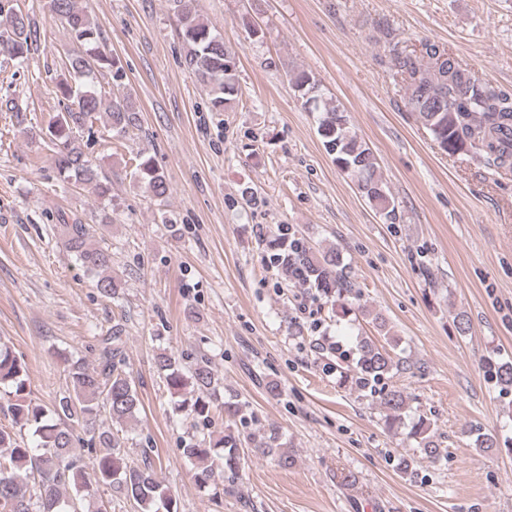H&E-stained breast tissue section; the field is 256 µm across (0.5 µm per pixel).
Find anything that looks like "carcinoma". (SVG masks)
Here are the masks:
<instances>
[{
	"instance_id": "cac0c4a2",
	"label": "carcinoma",
	"mask_w": 512,
	"mask_h": 512,
	"mask_svg": "<svg viewBox=\"0 0 512 512\" xmlns=\"http://www.w3.org/2000/svg\"><path fill=\"white\" fill-rule=\"evenodd\" d=\"M54 16L71 41L85 48L69 60L68 76L58 90L67 104L48 127L49 142L61 173L94 186L100 198L109 196L111 182L100 175L88 154L76 144L74 131L105 115L108 137H124L139 127V108L129 92L106 94L98 87L96 71L112 69L117 62L107 49L99 27L78 6V0H52ZM179 26L184 48L183 65L210 88L212 111L222 112L238 95L237 61L198 13L197 0H169ZM0 30L7 35L9 54L23 64L37 43V32L27 16L0 13ZM422 51L397 55V73L404 76L410 94V111L417 114L439 148L448 155L470 154L499 172H512V92L484 82L462 64L448 47L435 41L421 43ZM303 106L320 113L318 133L337 166L357 184L360 192L388 221L396 219L395 205L379 173L377 158L369 144L350 127L349 117L339 105L323 100L314 77L301 71L290 75ZM146 191L163 202L169 183L146 157L138 165ZM63 243L94 278L106 298L118 295L120 280L112 275V254L91 243L89 224L61 225ZM273 263L294 288H315L334 299L336 312L347 314L359 299L355 284L345 274L339 251L331 247L319 252L295 235L288 225L277 229ZM124 329L116 324L100 337L95 364L81 357L61 355L72 390L59 396L48 408L29 398L26 363L5 343H0V389L10 397L11 428H0V512H107L97 498L105 486L116 497L137 504L140 512H179L177 499L157 478L148 450L139 462L129 460L123 441L101 420L107 414L117 423L135 418L139 398L135 382L123 370ZM395 339L378 344L360 342L357 357L344 367L336 365L341 379L372 397L385 423L400 424L408 396L388 386L392 370L401 358L392 353ZM157 371L168 388L180 393L190 389L191 398L175 411L191 418V427L215 425L217 385L208 359L184 367L172 354L157 356ZM483 371L488 380L512 387V364L489 356ZM245 406L236 398L224 400V430L202 437L191 434L183 441L182 455L192 465L196 483L215 493L235 491L245 461V450L269 457L287 469L294 464L281 446L275 429H259L245 436L249 424ZM420 453L438 460L443 449L435 440L434 423L418 417L411 431Z\"/></svg>"
}]
</instances>
